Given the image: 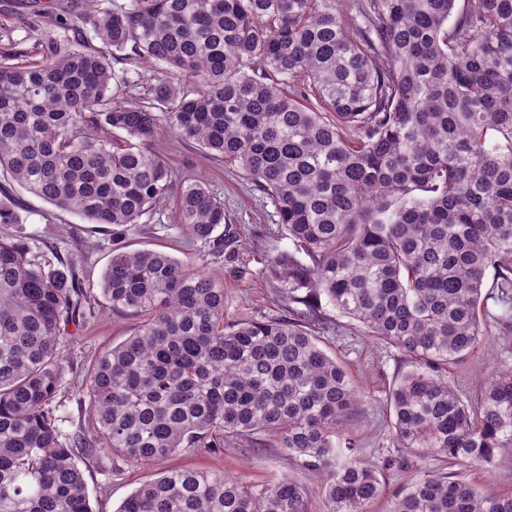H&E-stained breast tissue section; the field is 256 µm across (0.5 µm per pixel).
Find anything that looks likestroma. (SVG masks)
<instances>
[{"mask_svg":"<svg viewBox=\"0 0 512 512\" xmlns=\"http://www.w3.org/2000/svg\"><path fill=\"white\" fill-rule=\"evenodd\" d=\"M74 0H0V45L16 44L19 49L36 53L41 42L62 36L57 24L60 15ZM155 147L169 157L178 176L203 181L224 200L225 236L234 240L232 255L215 253L207 244L193 241L175 221L174 204L160 209V221L138 225L120 240H113L109 226L92 224L78 213L59 210L17 187L8 192L27 221L0 226V236L26 239L33 256L43 264L71 262L74 272L88 293L86 316L80 326H67L63 341L72 369L64 377L57 400L66 416L67 432L88 431L92 422L85 409L88 400L80 384L95 356L131 336L139 325L137 316L113 310L102 293V279L115 249L159 250L203 268L224 282V314L235 321L250 317L279 316L284 306L263 275L265 254L291 249L292 243L276 222L272 201L256 191L241 170L208 155L192 142L159 138ZM331 330L324 335L326 348L347 367L353 383L363 391V401L349 424L350 436L357 440L360 457L368 465L379 467L385 483L381 497L370 512H388L393 495L419 477L439 468V461L424 455L407 464L383 468V457L395 445L389 424L388 393L396 378L409 367V359L398 349L364 335L357 323L325 306ZM512 366V344L503 340L480 345L463 362L449 367L448 381L467 393H477L493 367ZM158 470L195 468L221 471L257 485L290 479L308 490L310 512H322L318 495L321 478L315 471L290 460L282 449L273 447L262 434L252 437L251 450L201 452L184 448L159 462ZM145 470L102 456L98 466L87 473V488L94 512H118L123 500L139 487Z\"/></svg>","mask_w":512,"mask_h":512,"instance_id":"1","label":"stroma"}]
</instances>
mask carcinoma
<instances>
[{
    "mask_svg": "<svg viewBox=\"0 0 512 512\" xmlns=\"http://www.w3.org/2000/svg\"><path fill=\"white\" fill-rule=\"evenodd\" d=\"M112 0L74 11L31 59L0 50V175L123 236L175 203L195 241L224 249V200L177 180L159 131L234 163L274 204L293 249L263 274L288 315L225 321L224 283L161 251L116 250L112 308L142 317L96 357L94 433L57 414L66 325L85 318L72 265L45 268L0 238V512H94L81 465H134L262 433L322 476L325 512H370L379 472L346 436L360 393L321 340L323 303L410 368L393 386L398 455L490 471L512 464V367L473 397L448 366L512 342V0ZM102 43L89 45L87 32ZM121 68H115V65ZM134 66L149 99L120 98ZM24 223L9 195L0 224ZM118 512H309L290 479L148 476ZM390 512H512L437 471Z\"/></svg>",
    "mask_w": 512,
    "mask_h": 512,
    "instance_id": "cac0c4a2",
    "label": "carcinoma"
}]
</instances>
